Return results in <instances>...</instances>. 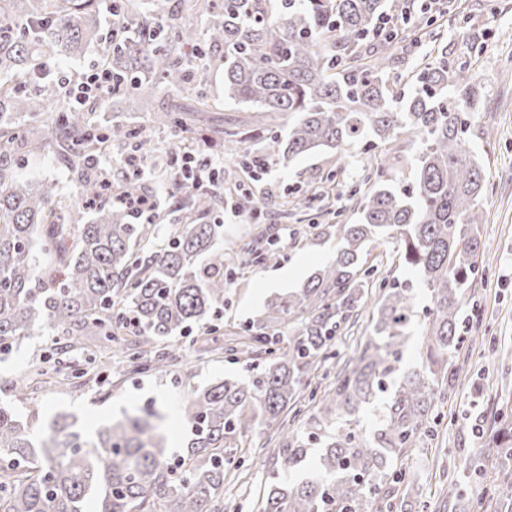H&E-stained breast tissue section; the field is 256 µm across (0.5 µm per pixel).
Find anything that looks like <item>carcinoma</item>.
<instances>
[{
    "label": "carcinoma",
    "mask_w": 512,
    "mask_h": 512,
    "mask_svg": "<svg viewBox=\"0 0 512 512\" xmlns=\"http://www.w3.org/2000/svg\"><path fill=\"white\" fill-rule=\"evenodd\" d=\"M411 7L409 0H224L216 13L213 0H112L117 35L101 61L111 96L126 111L141 112L157 86L173 95L148 125L97 129L71 99L67 80L46 90L39 81L50 60L100 40L103 0H0V349L39 330L72 347L87 336L112 341L132 315L139 340L119 353L129 354L137 371L158 370L176 356L169 339L215 314L229 279L224 252L214 249L224 225L205 221L215 196L182 184L174 156L163 154L170 193H186L188 202L168 211L172 228L158 240L150 225L131 223L123 205L106 199L96 161L114 146L138 154L160 129L194 133L184 113L209 111L204 90L214 46H224L225 101L295 115L286 139L270 137L287 160L322 151L340 160L355 143L393 146L402 134L420 141L402 188L390 179V158L374 155L353 191L357 222L328 225L338 242L335 259L302 288L269 300L247 324L242 353L265 354L263 365L186 398L184 448H170L152 409L114 418L92 434L59 415L34 434L0 401V512H224V449L256 431L282 435L279 470L257 512H393V502L402 507L412 497L392 466L429 434L438 400L461 371L456 353L464 340V295L479 271L485 179L468 144L470 115L481 101L470 71L448 59V47L417 69L411 88L390 85L389 74L418 38L387 21ZM399 41L401 53L388 50ZM190 91L193 103L181 102ZM53 102L68 105L51 135L86 203L97 205L91 224L81 223L78 205L62 199L55 184L15 178L18 157L37 153L43 141L40 127L21 131L16 119L36 121ZM224 156L264 168L232 128L224 129ZM113 190L148 194L139 176ZM135 237L149 246L142 255L131 250ZM392 240L432 302L421 369L400 366L414 316L412 284L383 281L373 331L353 356L336 362L333 386L306 421L292 426L310 374L336 358L341 322L372 296L371 247ZM37 252L49 258L39 273ZM290 323L298 333L288 348H265L268 331ZM380 398L379 426L368 434L360 414ZM510 430L512 422H498L488 445L504 461L496 484L512 490V440L504 438ZM320 437V471L300 482L281 480L279 472L303 466L310 441Z\"/></svg>",
    "instance_id": "carcinoma-1"
}]
</instances>
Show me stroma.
Here are the masks:
<instances>
[{
  "mask_svg": "<svg viewBox=\"0 0 512 512\" xmlns=\"http://www.w3.org/2000/svg\"><path fill=\"white\" fill-rule=\"evenodd\" d=\"M422 49L449 46L456 61L468 62L475 84L483 93L484 108L473 125L477 137L469 147L484 166L487 190L481 199L479 226L484 268L482 283L468 289L465 306L477 309L480 322L471 326L459 356L468 367L437 410L439 423L420 447L397 461L395 472L419 488L421 496L411 512H471L472 500L486 497L492 464L482 429L493 419L512 417V355L495 357V349L512 351V0H455L452 9L433 12L419 32ZM224 51L215 49L211 65L209 102L202 113L197 143L203 155L223 161L224 238L219 248L233 266L234 283L224 291L217 320L189 327L181 337L176 359L161 370L139 373L112 353L105 339L87 349L69 350L60 337L41 331L17 341L0 353V400L27 418L31 429H41L58 413L76 415L85 432H94L105 418L151 405L168 416L172 447H182L187 432L180 409L192 390L221 379L244 376L247 365L232 346L250 318L257 315L274 293L296 288L316 268L329 264L338 244L325 232L326 225L357 219L352 189L363 177L370 154L363 146L351 148L350 164L338 170L334 154L322 152L284 162L269 155V142L261 133L273 129L287 135L293 118L288 114L257 112L224 100ZM168 90L155 92L149 112H128L115 99L91 104L94 125L112 120L147 123L150 111L166 107ZM45 131L41 152L19 158L15 166L22 182L55 183L59 194L73 198L76 181L66 169L50 136L51 117L43 115ZM233 127L253 153L267 156L264 173L224 162V140L218 131ZM244 188L261 204V217L253 223L237 217L235 190ZM291 201L292 215L281 218L276 207ZM276 237L278 263H257L268 237ZM293 269V276L277 282V274ZM354 324L339 330L333 346L338 357H348L366 338L376 319L373 301L362 303L353 314ZM208 353H201V346ZM239 481L225 488V512H255V502L276 468L277 454L267 435L251 434L238 448L225 449ZM455 481L464 491L456 510L440 494L442 484Z\"/></svg>",
  "mask_w": 512,
  "mask_h": 512,
  "instance_id": "stroma-1",
  "label": "stroma"
}]
</instances>
